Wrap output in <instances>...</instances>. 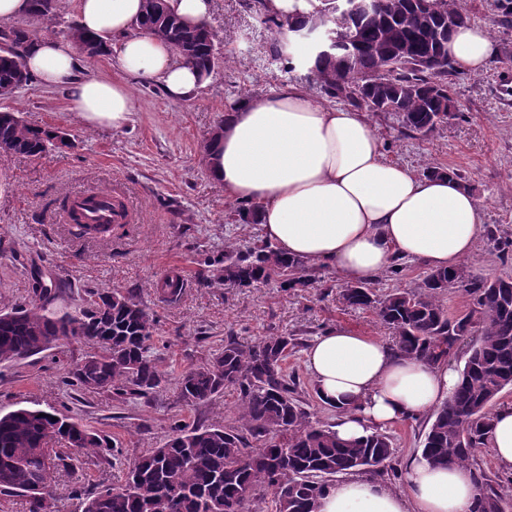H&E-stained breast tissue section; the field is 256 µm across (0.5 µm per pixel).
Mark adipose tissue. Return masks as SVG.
I'll list each match as a JSON object with an SVG mask.
<instances>
[{
  "label": "adipose tissue",
  "mask_w": 512,
  "mask_h": 512,
  "mask_svg": "<svg viewBox=\"0 0 512 512\" xmlns=\"http://www.w3.org/2000/svg\"><path fill=\"white\" fill-rule=\"evenodd\" d=\"M141 8L142 0H76L80 29L113 39L125 72L160 82L174 97L198 89V73L170 45L136 32ZM448 54L456 71L476 74L495 59L497 46L487 29L471 25L452 35ZM81 61L72 40L45 35L32 37L25 58L35 78L67 92L85 127H124L133 110L128 84L79 77ZM206 163L228 197L256 206L278 251L314 267L334 266L349 283L371 281L399 258L454 268L482 232L478 202L458 179L414 175L385 157L365 113L322 105L294 87L226 113ZM304 356L318 396L336 413L337 435L348 441L443 404L459 382L450 363L398 356L384 341L343 326L316 336ZM404 471L401 491L345 478L328 488L316 512H475L472 467L440 466L419 452Z\"/></svg>",
  "instance_id": "obj_1"
}]
</instances>
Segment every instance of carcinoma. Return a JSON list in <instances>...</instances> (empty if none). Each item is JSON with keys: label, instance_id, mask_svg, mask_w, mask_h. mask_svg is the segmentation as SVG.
<instances>
[{"label": "carcinoma", "instance_id": "obj_1", "mask_svg": "<svg viewBox=\"0 0 512 512\" xmlns=\"http://www.w3.org/2000/svg\"><path fill=\"white\" fill-rule=\"evenodd\" d=\"M367 8L340 28L348 43L333 54L308 60L321 93L349 107L397 118L402 132L426 135L457 116L445 69L420 67V61L448 58L447 42L460 27L471 24L462 0H433L428 24L405 13L412 0H366ZM32 16H57V0H33ZM310 10L294 20L304 28L333 14L331 0H308ZM265 17L278 34L279 15L266 0L247 4ZM136 28L153 35L186 58L199 76L208 77L217 62L220 38L207 25L190 26L168 0H143ZM70 36L89 58L107 54L104 41L70 27ZM29 32L14 34L11 49L0 57V88L29 82L24 56ZM62 146H74L67 134L33 127L7 105L0 107V152L41 157ZM60 208L79 235L105 239L112 224L89 226L82 213L65 199ZM487 244L504 260L512 258V237L498 229L487 231ZM212 280L250 287L275 283L286 290L315 287L320 279L301 259L289 258L267 244L245 250L234 243L208 262ZM156 287L170 299L182 292L180 276L166 275ZM463 295L469 310L448 316L442 297L448 290ZM39 300L24 308H0V362L36 354L70 337L93 351L68 371L66 384L88 394L109 392L125 403L149 405L162 388L164 376L150 346L156 320L133 296L118 289L94 293L96 299L78 312L48 308L50 289L38 284ZM344 302L356 309H372L392 333L400 355L429 364L448 360L455 348L476 331L452 397L435 408L425 434L423 453L437 464L466 463L489 443L493 400L512 385V278L487 279L459 265L432 269L411 289L395 288L376 294L364 284H347ZM297 345L290 336H266L252 345L228 338L214 357L178 378L181 399L189 406L210 401L226 388L238 393V425L180 423L161 445L148 448L128 464L125 484L84 495L82 512H247L248 504L270 493L275 512H316V504L332 478L362 472L400 477L393 464L396 448L390 436L376 431L348 442L333 426L314 421L309 404L299 399L296 378L283 362ZM117 452L112 439L76 423L70 427L51 421L42 410L18 408L0 413V493L29 497V512H49L30 496L42 488L53 499L54 487L71 467L72 455L83 453L105 460ZM503 487L485 473L478 475V512H504Z\"/></svg>", "mask_w": 512, "mask_h": 512}]
</instances>
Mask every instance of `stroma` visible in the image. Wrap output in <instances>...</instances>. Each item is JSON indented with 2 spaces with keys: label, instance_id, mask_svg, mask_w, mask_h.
<instances>
[{
  "label": "stroma",
  "instance_id": "obj_1",
  "mask_svg": "<svg viewBox=\"0 0 512 512\" xmlns=\"http://www.w3.org/2000/svg\"><path fill=\"white\" fill-rule=\"evenodd\" d=\"M465 5L505 58L482 73L453 76L458 118L426 137L403 134L393 116L372 112L368 119L388 159L419 176L436 164L457 169L478 200L482 226L512 235V60L506 58L512 27L499 23V0ZM209 23L223 40L220 60L186 98L169 97L157 82L131 78L114 56L88 60L90 75L131 83L133 113L122 128L84 127L70 112L65 91L36 80L9 101L28 124L64 131L76 146L40 159L0 155V307L29 304L39 283L50 288V307L60 313L88 306L91 291L122 290L157 318L152 354L165 376L152 406L118 408L108 394L82 395L65 384L67 370L88 351L79 339L0 362V411L54 410L115 439L122 450L108 461L78 456L58 480L53 512H81V492L124 483L128 461L163 442L173 423L224 424L236 418L235 390L190 407L177 384L183 371L211 358L226 337L244 345L272 333L297 338L284 367L307 394L312 382L304 352L326 329L344 326L390 338L371 311L342 304V281L332 267L315 268L323 284L303 292L210 282L205 261L222 254L225 241L243 248L264 241L260 225L239 221L235 201L208 172L205 150L213 132L244 98L270 96L289 85L316 99L321 93L305 66L287 67L270 54L277 33L243 0H214ZM116 187L125 191L134 214L110 239L77 236L59 221L58 200ZM173 270L184 279L183 292L166 301L155 284Z\"/></svg>",
  "mask_w": 512,
  "mask_h": 512
}]
</instances>
